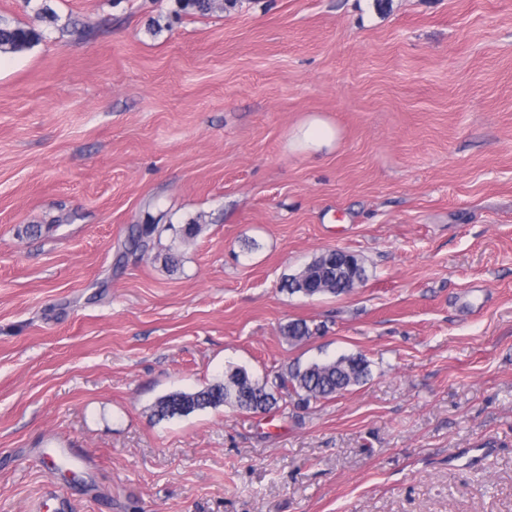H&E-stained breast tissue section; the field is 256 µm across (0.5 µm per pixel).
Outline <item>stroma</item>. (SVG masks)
Wrapping results in <instances>:
<instances>
[{"label":"stroma","mask_w":512,"mask_h":512,"mask_svg":"<svg viewBox=\"0 0 512 512\" xmlns=\"http://www.w3.org/2000/svg\"><path fill=\"white\" fill-rule=\"evenodd\" d=\"M0 22L41 35L0 53V512H512V0ZM331 249L357 288H285ZM343 355L370 375L327 400L152 413ZM334 139V132L321 122H312L302 133L301 145L303 147L329 144Z\"/></svg>","instance_id":"obj_1"}]
</instances>
